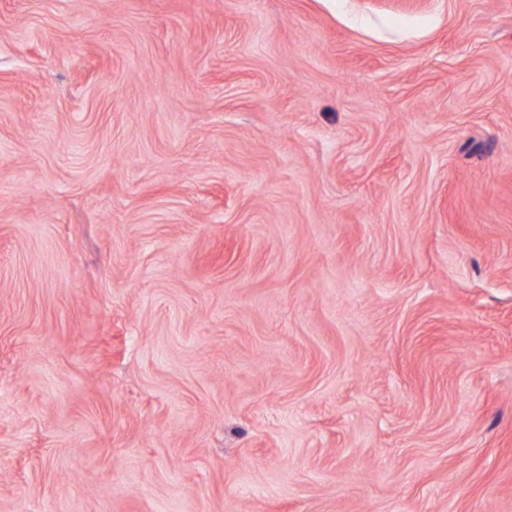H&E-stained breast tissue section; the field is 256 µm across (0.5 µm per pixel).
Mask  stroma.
Instances as JSON below:
<instances>
[{"label": "stroma", "mask_w": 512, "mask_h": 512, "mask_svg": "<svg viewBox=\"0 0 512 512\" xmlns=\"http://www.w3.org/2000/svg\"><path fill=\"white\" fill-rule=\"evenodd\" d=\"M0 512H512V0H0Z\"/></svg>", "instance_id": "1"}]
</instances>
